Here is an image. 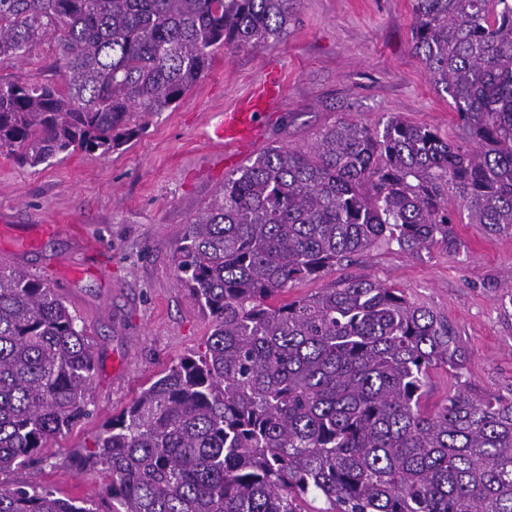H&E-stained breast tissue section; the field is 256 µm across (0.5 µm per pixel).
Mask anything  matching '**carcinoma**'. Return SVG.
<instances>
[{
  "label": "carcinoma",
  "mask_w": 512,
  "mask_h": 512,
  "mask_svg": "<svg viewBox=\"0 0 512 512\" xmlns=\"http://www.w3.org/2000/svg\"><path fill=\"white\" fill-rule=\"evenodd\" d=\"M294 0H0V58L43 39L65 84L0 83V147L22 166L139 135L220 47L286 33ZM412 45L463 140L389 118L272 147L191 221L179 282L211 318L185 357L106 424L85 458L124 512H512V398L475 394L455 329L397 288L346 278L293 301L378 242L458 250L449 213L512 231V0H413ZM456 389L429 405L430 373ZM95 348L43 279L0 267V475L87 414ZM0 512H93L0 482Z\"/></svg>",
  "instance_id": "obj_1"
}]
</instances>
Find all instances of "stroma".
I'll use <instances>...</instances> for the list:
<instances>
[{"mask_svg": "<svg viewBox=\"0 0 512 512\" xmlns=\"http://www.w3.org/2000/svg\"><path fill=\"white\" fill-rule=\"evenodd\" d=\"M412 0H298L287 34L257 46L216 49L210 69L144 131L107 155L74 150L35 166L0 148V252L11 267L47 278L96 351L88 416L49 438L0 481L117 512L102 470L85 457L104 426L180 358L202 355L211 321L178 280L188 224L230 175L200 130L260 79L281 69L285 97L262 142L242 150L247 165L273 146L307 150L339 121L379 128L388 118L427 126L453 143L462 132L447 94L413 53ZM53 44L25 59H0V83L61 84ZM458 252L417 255L376 244L313 281L290 283L287 299L348 277L401 289L456 329L473 391L512 397V234H487L450 204ZM39 224L62 232L21 248Z\"/></svg>", "mask_w": 512, "mask_h": 512, "instance_id": "35a3bbf8", "label": "stroma"}]
</instances>
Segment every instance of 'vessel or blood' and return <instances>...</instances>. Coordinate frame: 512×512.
<instances>
[{"instance_id":"b4317fda","label":"vessel or blood","mask_w":512,"mask_h":512,"mask_svg":"<svg viewBox=\"0 0 512 512\" xmlns=\"http://www.w3.org/2000/svg\"><path fill=\"white\" fill-rule=\"evenodd\" d=\"M283 93V83L268 75L256 83L233 108L218 114L208 137L215 145L224 148L225 166H235V147L257 142L264 136L263 120L274 116Z\"/></svg>"}]
</instances>
